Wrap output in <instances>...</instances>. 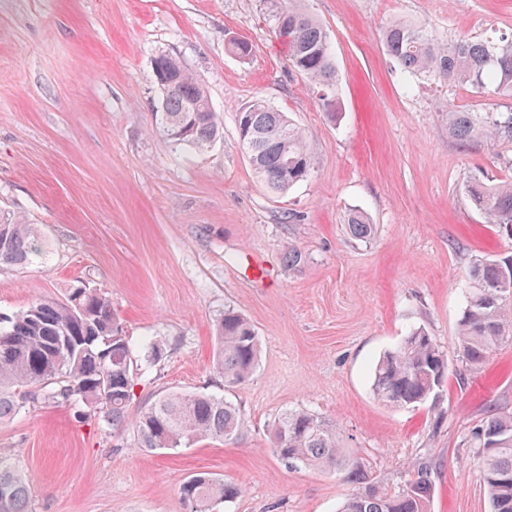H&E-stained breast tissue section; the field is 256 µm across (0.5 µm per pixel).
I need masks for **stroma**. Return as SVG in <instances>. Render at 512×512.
<instances>
[{
    "mask_svg": "<svg viewBox=\"0 0 512 512\" xmlns=\"http://www.w3.org/2000/svg\"><path fill=\"white\" fill-rule=\"evenodd\" d=\"M326 28L336 112L292 71L261 0H0V209L40 227L45 263L0 271V312L72 286L105 294L141 366L130 417L171 391L227 393L246 419L233 439L150 450L132 428L78 423L42 402L0 425V448L33 479L36 512H189L182 483L207 473L242 486L226 512H339L355 484L293 468L271 450L284 411L325 420L389 489L433 464L430 512H491L476 450L486 412L512 413V342L477 370L456 348L470 262L512 254L466 184L512 176V141L448 135V107L512 109V98L401 73L381 29L397 18L435 37L512 35V0H303ZM251 43L230 54L231 38ZM178 58L224 121L202 153L156 129L158 52ZM262 98L306 133L317 165L286 195L269 193L242 152L236 115ZM375 226L350 238L348 213ZM298 246L307 262L288 269ZM265 276L255 279L254 265ZM244 314L257 368L225 391L212 368L214 325ZM424 328L451 372L434 401L391 409L371 391L385 350ZM165 342L160 363L141 346Z\"/></svg>",
    "mask_w": 512,
    "mask_h": 512,
    "instance_id": "stroma-1",
    "label": "stroma"
}]
</instances>
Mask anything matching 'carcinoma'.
Segmentation results:
<instances>
[{
  "label": "carcinoma",
  "mask_w": 512,
  "mask_h": 512,
  "mask_svg": "<svg viewBox=\"0 0 512 512\" xmlns=\"http://www.w3.org/2000/svg\"><path fill=\"white\" fill-rule=\"evenodd\" d=\"M297 0H263L266 16L279 29L282 16L295 27L279 35L288 62L322 91L336 82L327 30L296 6ZM386 51L409 75L432 77L490 95L512 97V37L488 40L460 37L444 41L417 23L391 20L384 27ZM164 70L176 87L161 92L156 128L168 142L185 150L205 152L223 134L222 122L206 91L176 58L164 54ZM240 143L257 180L274 194L284 195L305 181L316 165L304 131L288 115L256 99L237 115ZM448 133L461 143L482 135L512 139V112H468L448 105ZM466 193L488 223L502 232L512 229V179L487 183L470 180ZM347 231L369 240L374 226L359 211L347 217ZM47 250L36 225L15 213L0 210V269H24L42 264ZM469 300L462 313L457 342L463 360L481 367L500 343L512 339V301L500 299L512 289V257H480L468 267ZM217 346L213 368L230 390L244 385L259 355L253 324L233 309L215 325ZM144 359L154 364L165 354L164 344L143 345ZM449 375L448 357L423 328L411 331L396 347L376 360L371 372L373 396L394 408L416 407L434 396ZM137 372L124 327L109 299L89 288H74L64 300L37 299L13 314L0 315V424L26 406L40 401L73 407L79 423L97 422L114 430L132 426L141 445L171 450L203 439L239 434L246 421L230 400L203 392L175 391L159 397L143 414L129 420L128 407ZM272 451L292 466L346 467L347 479L362 486L342 505L341 512H429L431 468L421 462L413 481L403 489L375 485L359 466H348L335 428L304 410H289L275 421ZM491 502L492 512H512V414L489 413L471 434ZM241 493V488L206 473L181 486V498L191 512H216ZM0 512H35L32 482L16 458L0 450Z\"/></svg>",
  "instance_id": "carcinoma-1"
}]
</instances>
